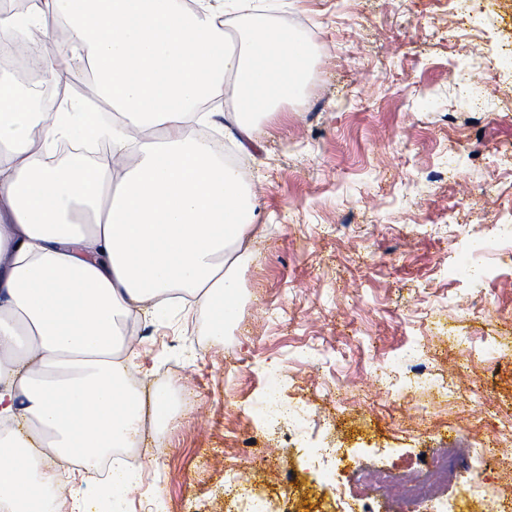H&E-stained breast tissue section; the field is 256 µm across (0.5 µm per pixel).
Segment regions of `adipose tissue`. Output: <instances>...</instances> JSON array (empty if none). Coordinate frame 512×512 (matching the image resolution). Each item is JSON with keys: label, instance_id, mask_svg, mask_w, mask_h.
<instances>
[{"label": "adipose tissue", "instance_id": "adipose-tissue-1", "mask_svg": "<svg viewBox=\"0 0 512 512\" xmlns=\"http://www.w3.org/2000/svg\"><path fill=\"white\" fill-rule=\"evenodd\" d=\"M224 0H28L0 6V49L66 20L64 48L38 57L60 82L89 66L96 91L126 120L112 138L131 166L47 157L57 142L99 137L76 104L47 115L37 87L0 68V512H49L44 491L78 497L75 473L97 468L138 435L144 417L170 424L169 388L142 396L128 382L122 335L190 296L208 334L238 315L243 247L257 232L253 204L221 144L190 135L217 123L224 80L240 109L242 152L257 115L303 86L310 46L254 20L242 51L229 46Z\"/></svg>", "mask_w": 512, "mask_h": 512}]
</instances>
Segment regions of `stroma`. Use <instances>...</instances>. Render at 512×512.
<instances>
[{
    "instance_id": "1",
    "label": "stroma",
    "mask_w": 512,
    "mask_h": 512,
    "mask_svg": "<svg viewBox=\"0 0 512 512\" xmlns=\"http://www.w3.org/2000/svg\"><path fill=\"white\" fill-rule=\"evenodd\" d=\"M265 19L313 56L301 93L259 117L251 154L224 141L261 228L239 316L220 341L194 310L136 329L131 386L171 388L182 413L143 431L145 469L111 512H234L229 469L259 493L303 492L298 512L340 490L351 512H404L363 472L411 473L458 440L501 460L484 467L485 501L459 484L449 500L512 512V243L492 232L512 224V56L483 68L512 44V0H477L465 24L452 0H277ZM381 371L407 387H371ZM280 375L314 415L267 466L255 409ZM323 447L327 469L304 464Z\"/></svg>"
}]
</instances>
